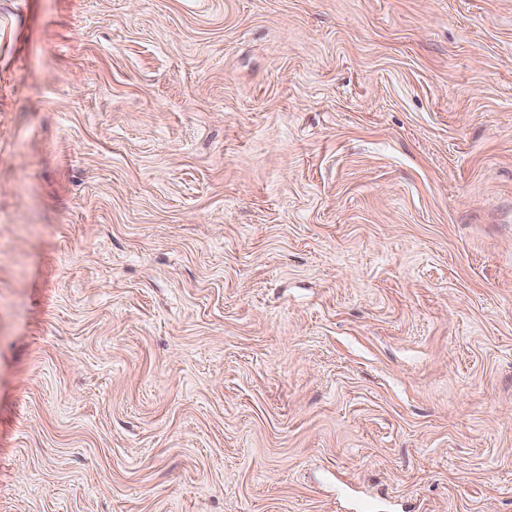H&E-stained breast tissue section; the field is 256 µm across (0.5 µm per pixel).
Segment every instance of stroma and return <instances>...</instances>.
Masks as SVG:
<instances>
[{"mask_svg":"<svg viewBox=\"0 0 512 512\" xmlns=\"http://www.w3.org/2000/svg\"><path fill=\"white\" fill-rule=\"evenodd\" d=\"M0 512H512V0H0Z\"/></svg>","mask_w":512,"mask_h":512,"instance_id":"1","label":"stroma"}]
</instances>
